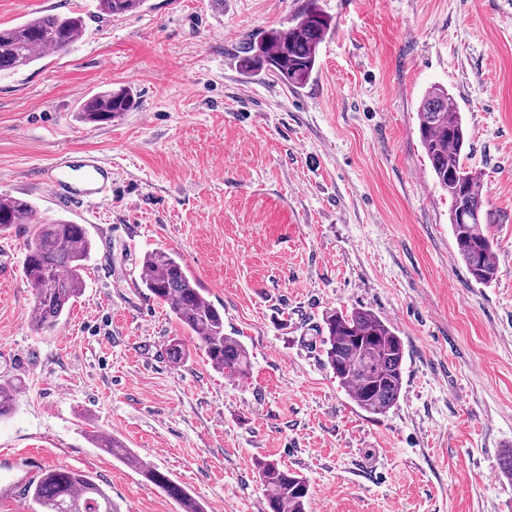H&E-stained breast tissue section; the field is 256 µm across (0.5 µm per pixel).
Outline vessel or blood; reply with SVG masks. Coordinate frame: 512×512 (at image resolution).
I'll use <instances>...</instances> for the list:
<instances>
[{"label":"vessel or blood","mask_w":512,"mask_h":512,"mask_svg":"<svg viewBox=\"0 0 512 512\" xmlns=\"http://www.w3.org/2000/svg\"><path fill=\"white\" fill-rule=\"evenodd\" d=\"M35 180L57 204L90 203L111 187L112 166L91 152L68 154L39 168Z\"/></svg>","instance_id":"b4317fda"}]
</instances>
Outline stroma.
Wrapping results in <instances>:
<instances>
[{
  "label": "stroma",
  "mask_w": 512,
  "mask_h": 512,
  "mask_svg": "<svg viewBox=\"0 0 512 512\" xmlns=\"http://www.w3.org/2000/svg\"><path fill=\"white\" fill-rule=\"evenodd\" d=\"M333 21L301 89L243 72L241 48L288 28L306 0H0V25L67 13L85 32L0 76V195L84 225V289L33 329L22 272L0 280V512H38L42 470L89 474L117 512L180 504L94 443L119 438L206 512H268L254 461L307 478L309 512H512V0H318ZM452 94L483 179L499 275L477 284L451 232L417 108ZM131 87L138 106L81 121L85 98ZM90 151L112 190L63 207L36 167ZM177 253L247 377L215 370L149 295L146 252ZM364 308L405 344L399 401L362 411L322 353L326 312ZM190 350L179 365L166 345Z\"/></svg>",
  "instance_id": "1"
}]
</instances>
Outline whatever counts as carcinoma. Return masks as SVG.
Returning <instances> with one entry per match:
<instances>
[{
    "label": "carcinoma",
    "mask_w": 512,
    "mask_h": 512,
    "mask_svg": "<svg viewBox=\"0 0 512 512\" xmlns=\"http://www.w3.org/2000/svg\"><path fill=\"white\" fill-rule=\"evenodd\" d=\"M145 0H98L104 13L125 15L143 6ZM332 19L322 13L317 0H307L304 11L287 30L271 29L248 47L240 67L251 71L268 64L284 84L300 89L318 68L319 50ZM84 21L80 16L45 14L19 25L0 27V73L26 67L41 58L38 48L67 50L80 39ZM130 90H106L87 99L80 118L87 123H107L133 110ZM418 132L436 183L451 200L449 223L456 248L470 275L478 284L497 279L495 223L484 209L485 189L481 177L464 164L471 135L455 98L433 88L421 98L417 109ZM16 224H29L23 274L34 291L31 323L37 330L54 327L70 300L83 289V262L92 243L86 229L68 219L46 223L36 215L31 202L0 196V232ZM150 275L143 286L169 314L190 333L211 365L230 376L244 378L250 357L246 346L224 334V314L204 296L203 289L188 275L174 252L155 249L143 257ZM322 337L326 362L340 386L363 411L386 413L399 400L403 388L405 347L395 329L367 309L332 311L323 320ZM100 447L115 459L136 463V456L118 440L98 439ZM256 478L264 492L268 512H307L310 488L303 476L276 459L254 462ZM144 478L183 505L184 512H204L179 484L151 468ZM27 495L40 512H116L112 498L83 471L69 467L44 470L30 484Z\"/></svg>",
    "instance_id": "cac0c4a2"
}]
</instances>
